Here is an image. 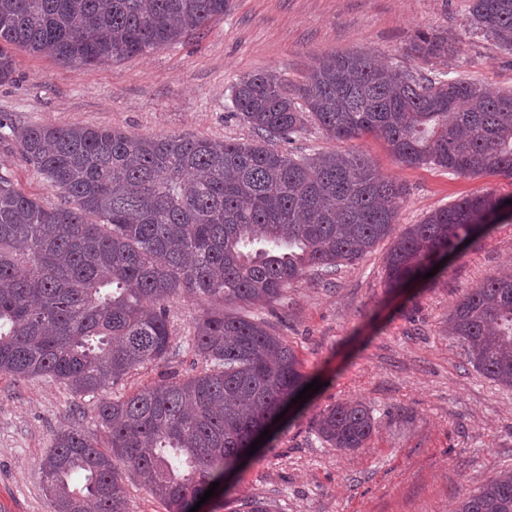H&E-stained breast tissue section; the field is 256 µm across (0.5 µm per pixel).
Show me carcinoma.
Wrapping results in <instances>:
<instances>
[{
    "label": "carcinoma",
    "instance_id": "carcinoma-1",
    "mask_svg": "<svg viewBox=\"0 0 512 512\" xmlns=\"http://www.w3.org/2000/svg\"><path fill=\"white\" fill-rule=\"evenodd\" d=\"M228 0H0V83L14 73L6 45L63 64L97 67L200 31ZM475 30L512 51V0H470ZM424 59L454 53L420 38ZM234 115L257 140L133 136L121 130L24 125L0 114V140L66 199L47 207L0 172V374L48 377L79 395L105 391L181 346L169 330L177 295L242 309L270 305L309 272L332 274L391 236L402 185L377 177L359 152L296 157L314 124L337 140L384 139L406 166L459 176L512 177V93L463 78L387 71L368 53L319 59L291 86L274 70L232 87ZM512 217L491 192L468 195L412 224L384 256L389 288L424 277L438 256ZM468 364L512 388V278L491 276L448 317ZM188 346L204 364L99 404L97 438L58 432L41 461L53 512H129L120 466L167 512L237 468L248 447L307 385L301 363L261 318L208 308ZM317 433L355 452L374 419L362 403L321 413ZM456 512H512V472Z\"/></svg>",
    "mask_w": 512,
    "mask_h": 512
}]
</instances>
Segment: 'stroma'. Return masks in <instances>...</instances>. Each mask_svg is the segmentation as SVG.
Here are the masks:
<instances>
[{
    "mask_svg": "<svg viewBox=\"0 0 512 512\" xmlns=\"http://www.w3.org/2000/svg\"><path fill=\"white\" fill-rule=\"evenodd\" d=\"M469 4L229 0L224 16L204 30L99 67L64 65L13 46L16 72L13 82L0 84V113L31 125L249 140L250 126L230 115L239 78L273 69L296 84L321 57L352 51L372 53L392 67L448 72L512 92V51L473 35ZM425 34L448 36L455 53L442 62L418 56L413 47ZM289 150L298 156L363 153L381 176L404 186L402 225L420 223L473 192L512 196L510 177L409 167L373 135L338 141L313 125ZM0 164L44 205L62 204L17 146L0 143ZM390 245L380 241L331 277L308 274L278 302L253 308L322 387L287 412L272 438L225 477L200 512H226L225 501L243 497L271 502L276 512H453L480 484L512 471V388L467 364L448 334V315L470 288L512 274V219L484 230L410 288L385 286L383 258ZM201 369V361L182 348L168 362L132 373L113 392ZM352 401L371 410L370 440L354 453L325 447L315 428L319 413ZM99 402L48 378L0 375V512H52L41 460L58 431L94 432Z\"/></svg>",
    "mask_w": 512,
    "mask_h": 512,
    "instance_id": "stroma-1",
    "label": "stroma"
}]
</instances>
